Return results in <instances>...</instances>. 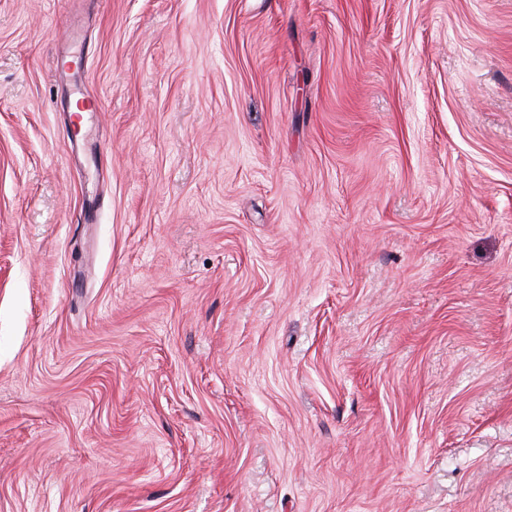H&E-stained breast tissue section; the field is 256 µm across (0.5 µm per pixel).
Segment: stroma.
Here are the masks:
<instances>
[{"label": "stroma", "instance_id": "35a3bbf8", "mask_svg": "<svg viewBox=\"0 0 512 512\" xmlns=\"http://www.w3.org/2000/svg\"><path fill=\"white\" fill-rule=\"evenodd\" d=\"M0 512H512V0H0Z\"/></svg>", "mask_w": 512, "mask_h": 512}]
</instances>
